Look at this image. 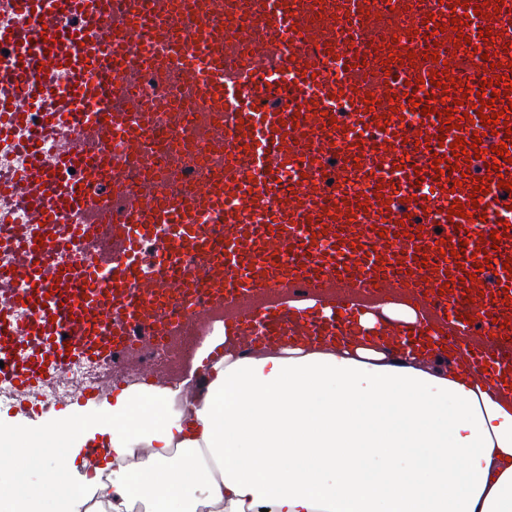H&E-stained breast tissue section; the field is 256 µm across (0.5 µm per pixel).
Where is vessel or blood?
<instances>
[{
  "mask_svg": "<svg viewBox=\"0 0 512 512\" xmlns=\"http://www.w3.org/2000/svg\"><path fill=\"white\" fill-rule=\"evenodd\" d=\"M0 14L17 19L0 26V135L30 130L28 167L0 182L30 217L0 227L9 277L26 281L0 296V383L34 387L163 335L196 292L198 319L236 317L248 346L345 335L377 286L424 312L380 317L400 353L512 336V162L496 154L512 139L475 110L484 80L512 81V0H0ZM170 69L224 118L188 130L162 112L214 167L173 166L160 185L140 178L156 145L131 78ZM447 102L459 128L438 119ZM457 202L467 218L449 215ZM299 288L314 294L290 304ZM470 358L512 389V352Z\"/></svg>",
  "mask_w": 512,
  "mask_h": 512,
  "instance_id": "vessel-or-blood-1",
  "label": "vessel or blood"
}]
</instances>
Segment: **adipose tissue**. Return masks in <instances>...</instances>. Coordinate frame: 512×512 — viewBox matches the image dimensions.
<instances>
[{"label": "adipose tissue", "instance_id": "obj_1", "mask_svg": "<svg viewBox=\"0 0 512 512\" xmlns=\"http://www.w3.org/2000/svg\"><path fill=\"white\" fill-rule=\"evenodd\" d=\"M382 314L421 317L386 299L359 335L292 336L249 356L219 327L177 386L123 381L99 412L49 431L17 416L0 451L23 449L24 465L0 480V507L76 512L55 461L104 436L112 469L91 484L97 512H512V395L456 353L393 359L375 334ZM138 448L146 458L124 466Z\"/></svg>", "mask_w": 512, "mask_h": 512}]
</instances>
